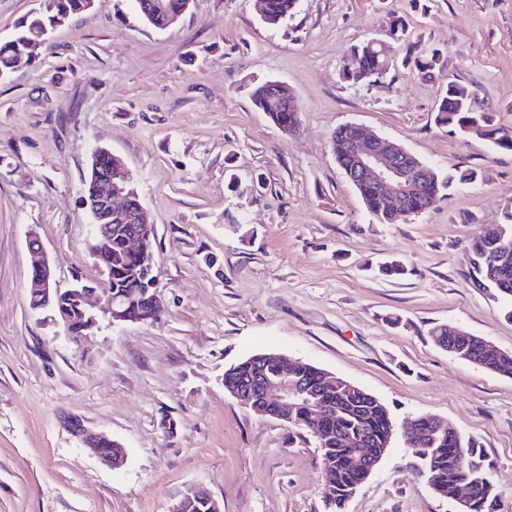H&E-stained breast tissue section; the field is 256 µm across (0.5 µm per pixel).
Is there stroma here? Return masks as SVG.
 I'll use <instances>...</instances> for the list:
<instances>
[{
  "label": "stroma",
  "mask_w": 512,
  "mask_h": 512,
  "mask_svg": "<svg viewBox=\"0 0 512 512\" xmlns=\"http://www.w3.org/2000/svg\"><path fill=\"white\" fill-rule=\"evenodd\" d=\"M404 17L444 51L426 77H341L349 47ZM512 126V0H298L263 24L255 0H193L172 27L131 0H96L0 78V512H169L194 488L222 512H326L309 433L224 390V371L278 353L375 396L396 427L424 415L473 437L498 512H512V378L436 347L437 323L512 352L505 300L471 279V239L512 211V151L435 124L448 81ZM279 81L299 127L251 99ZM358 123L435 169L479 171L427 211L382 224L339 168L337 127ZM121 157L155 225V321L68 336L29 304L27 239L60 286L99 279L83 203L95 149ZM397 259L402 278L373 275ZM83 430L120 442L115 470ZM393 438L344 512H453Z\"/></svg>",
  "instance_id": "1"
}]
</instances>
